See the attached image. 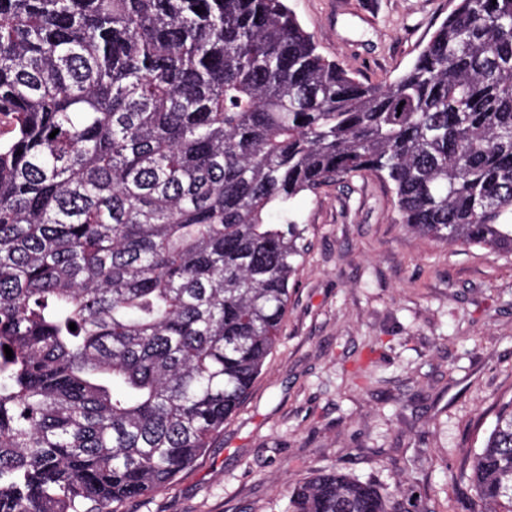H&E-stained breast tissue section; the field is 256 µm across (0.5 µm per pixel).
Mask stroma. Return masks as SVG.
Returning <instances> with one entry per match:
<instances>
[{"mask_svg": "<svg viewBox=\"0 0 512 512\" xmlns=\"http://www.w3.org/2000/svg\"><path fill=\"white\" fill-rule=\"evenodd\" d=\"M319 51L393 81L453 0H287ZM362 173L303 194L307 245L282 339L223 433L171 485L119 512H286L297 482L337 469L406 512H481L465 472L512 399V253L396 223Z\"/></svg>", "mask_w": 512, "mask_h": 512, "instance_id": "1", "label": "stroma"}]
</instances>
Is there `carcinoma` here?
Returning <instances> with one entry per match:
<instances>
[{
    "mask_svg": "<svg viewBox=\"0 0 512 512\" xmlns=\"http://www.w3.org/2000/svg\"><path fill=\"white\" fill-rule=\"evenodd\" d=\"M2 115L0 512H117L211 447L280 339L299 195L374 173L396 223L512 252V0H456L384 85L285 0H0ZM469 482L512 512V399ZM287 512L398 509L325 471Z\"/></svg>",
    "mask_w": 512,
    "mask_h": 512,
    "instance_id": "cac0c4a2",
    "label": "carcinoma"
}]
</instances>
